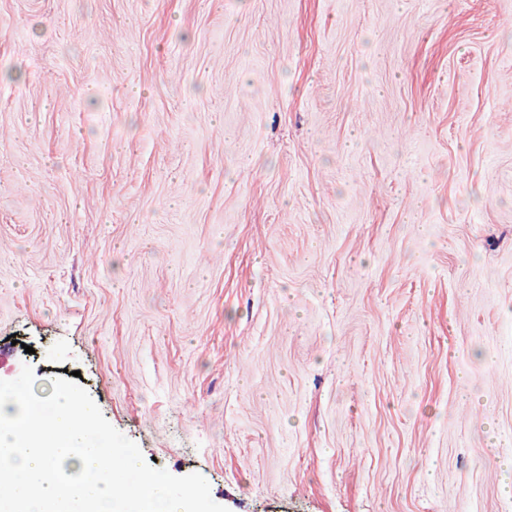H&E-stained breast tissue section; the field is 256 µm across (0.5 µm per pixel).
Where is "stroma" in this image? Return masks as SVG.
I'll return each mask as SVG.
<instances>
[{"label": "stroma", "mask_w": 512, "mask_h": 512, "mask_svg": "<svg viewBox=\"0 0 512 512\" xmlns=\"http://www.w3.org/2000/svg\"><path fill=\"white\" fill-rule=\"evenodd\" d=\"M0 384L219 512H512V0H0Z\"/></svg>", "instance_id": "obj_1"}]
</instances>
